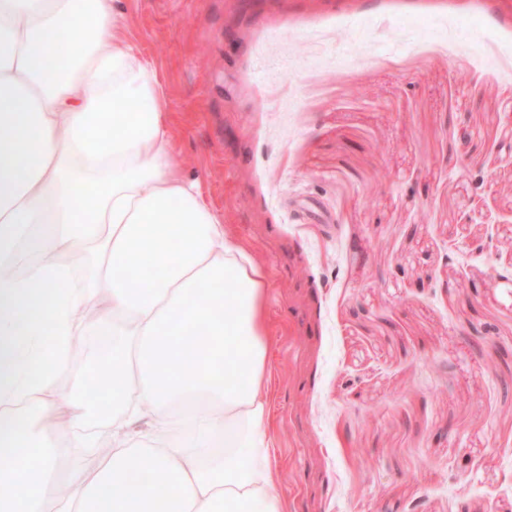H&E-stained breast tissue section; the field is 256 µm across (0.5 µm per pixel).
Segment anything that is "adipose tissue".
Instances as JSON below:
<instances>
[{"label":"adipose tissue","instance_id":"ef3b65f1","mask_svg":"<svg viewBox=\"0 0 512 512\" xmlns=\"http://www.w3.org/2000/svg\"><path fill=\"white\" fill-rule=\"evenodd\" d=\"M175 138L113 0H0V512H159L162 486L166 512H287L269 275L174 165ZM91 333L112 350L75 371L70 339Z\"/></svg>","mask_w":512,"mask_h":512}]
</instances>
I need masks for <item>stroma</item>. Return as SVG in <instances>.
<instances>
[{
  "label": "stroma",
  "instance_id": "obj_1",
  "mask_svg": "<svg viewBox=\"0 0 512 512\" xmlns=\"http://www.w3.org/2000/svg\"><path fill=\"white\" fill-rule=\"evenodd\" d=\"M116 4L269 273L288 512H512V0Z\"/></svg>",
  "mask_w": 512,
  "mask_h": 512
}]
</instances>
